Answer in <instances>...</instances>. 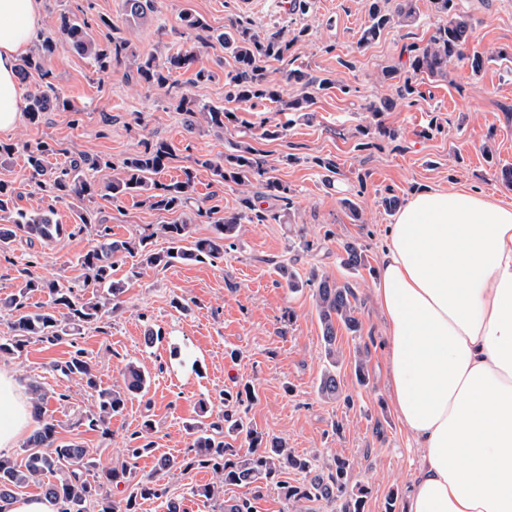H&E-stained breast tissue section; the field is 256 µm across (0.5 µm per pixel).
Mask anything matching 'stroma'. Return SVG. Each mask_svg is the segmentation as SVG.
I'll return each mask as SVG.
<instances>
[{"instance_id":"1","label":"stroma","mask_w":512,"mask_h":512,"mask_svg":"<svg viewBox=\"0 0 512 512\" xmlns=\"http://www.w3.org/2000/svg\"><path fill=\"white\" fill-rule=\"evenodd\" d=\"M289 2L155 0L143 18L133 19L123 15L122 0H43V36L52 35L60 13H73L94 23L95 38L111 35L140 55L194 50L197 68L211 70L213 77L199 82L188 70L174 74L167 86L146 88L130 79L125 63L102 72L89 58L65 49L48 59L52 82L72 108L44 112L34 123L23 116L12 132H0V142L16 147L0 158V180L12 184L19 208L54 205L55 219L68 233L48 245L20 239L0 252V298L14 293L29 272L81 282L77 260L96 244L94 229L75 231L70 206L50 203L34 183L27 150L40 143L50 147L47 166L58 168L82 153L117 164L145 143L164 141L175 150L158 176L166 183L195 159L222 160L247 139L262 168L287 185L293 205L288 221L275 220L282 206L267 196L261 178L243 187L220 184L201 168L195 195L183 210H156L129 197L98 209L97 221L110 227L113 239L145 232L157 251L168 247L162 225L188 215L194 218V238L210 237L209 219L196 214L201 207L215 205L228 215L239 212L248 196L269 218L243 221L233 246L213 264L142 270L137 254H125L112 277L127 280L128 289L117 306H104L98 323L76 336L32 341L22 354L0 362L14 370L21 390L35 381L48 392L44 415L56 421L60 441L88 448L95 463L88 479L125 467L138 479L157 474L159 458L186 454L199 403L208 406L207 422L220 421L225 392L247 386L252 396L242 410L250 430L284 441L320 467L337 457L349 459L350 485L368 490L365 512H386L392 494L398 499L392 508L402 512L417 457L392 405L384 318L374 296L385 229L394 218L381 198L394 195L403 202L412 191L447 187L512 204V183L506 179L512 172V0H455L470 23L468 49L482 54L484 68L477 74L468 60L455 61L446 76L421 79L420 96L412 103L398 96L396 81H381L380 75L387 67L403 66L410 49L428 43L443 19L433 0H417L416 21L391 25L363 47L358 39L369 22V0H301L294 8ZM187 11L204 16L209 33L199 37L187 30L182 21ZM102 17L113 19L111 32L98 28ZM238 19L250 22L262 38H290L282 57L261 62L264 78L284 99L303 90L288 79L294 71L335 80V88L314 92L308 117L278 111L265 100L229 98L226 75L235 62L216 36ZM184 94L197 104L232 112L233 121L220 130L188 125L174 106ZM382 101L387 109L371 111V104ZM275 127L281 130L278 138H262L263 130ZM328 160L334 171L324 169ZM348 198L359 217L345 207ZM348 242L364 250L365 268L354 271L342 264ZM284 265L303 280V288L289 291L280 275ZM315 275L351 283L358 296L360 333L337 330L344 362L337 371L340 393L332 401L318 393L327 362L314 291L306 284ZM149 331L159 336L151 345L144 341ZM78 349L93 364L100 388L123 386L131 362L150 376L147 391L131 395L103 431L80 421L82 412L94 408L95 391L57 369ZM360 351L368 355L369 379L363 384L353 367ZM147 419L153 423L152 449L129 457L130 437ZM159 476L185 512H219V502L243 497L252 499L254 512H294L280 487L308 480L285 468L278 483L259 490L227 485L219 499L208 500L193 490L215 483L211 469Z\"/></svg>"}]
</instances>
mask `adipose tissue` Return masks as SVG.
Listing matches in <instances>:
<instances>
[{
  "instance_id": "adipose-tissue-1",
  "label": "adipose tissue",
  "mask_w": 512,
  "mask_h": 512,
  "mask_svg": "<svg viewBox=\"0 0 512 512\" xmlns=\"http://www.w3.org/2000/svg\"><path fill=\"white\" fill-rule=\"evenodd\" d=\"M42 0H0V132ZM392 402L419 451L403 512H512V206L465 189L412 193L385 234L375 288ZM32 425L0 366V456Z\"/></svg>"
}]
</instances>
